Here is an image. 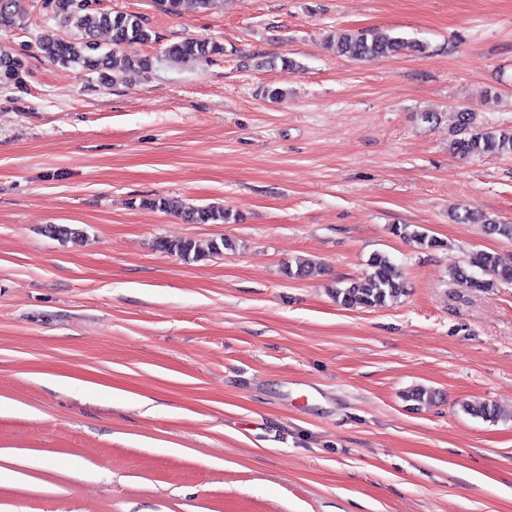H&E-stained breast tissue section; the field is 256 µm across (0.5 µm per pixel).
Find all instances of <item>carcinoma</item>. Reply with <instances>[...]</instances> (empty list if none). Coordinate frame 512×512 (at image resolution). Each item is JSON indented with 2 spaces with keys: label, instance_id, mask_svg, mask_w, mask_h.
Masks as SVG:
<instances>
[{
  "label": "carcinoma",
  "instance_id": "cac0c4a2",
  "mask_svg": "<svg viewBox=\"0 0 512 512\" xmlns=\"http://www.w3.org/2000/svg\"><path fill=\"white\" fill-rule=\"evenodd\" d=\"M53 15L65 27L74 30L69 38H64L52 30L45 31L39 40L44 55L61 66L79 64L83 68L99 73L104 82L110 81L109 71L118 68L114 51L104 50L97 41L98 32L105 30L111 34L112 46L120 47L132 43H146L151 40L149 29L140 16L120 11L102 12L84 0H48ZM20 15L19 0H0V28L10 29L17 24ZM424 45L391 36L373 29H354L337 36L338 52L354 59H368L379 56H395L405 51L420 52ZM223 47L206 39H186L170 44L165 49L169 60L208 58L219 54ZM25 62L22 57L10 53L0 54V83L18 85L22 82ZM455 149L466 157L470 155L498 154L504 151L512 154V132L488 128L480 120L477 112L469 107L456 111L453 127ZM141 204L162 212L177 213L192 224H225L230 215L216 205L193 206L174 198L157 197L141 200ZM463 222L481 224L501 237L512 240V224H500L484 213L464 210V214H453ZM44 233L61 241L76 240L82 236L78 228L63 224H47ZM394 233L410 235L428 249L441 246L435 238L423 231L409 230V226H396ZM232 243L220 239L210 241L201 247L191 239L156 241V248L176 255L186 262L198 261L206 257H219ZM370 271L347 286L335 291L336 304L346 309H375L394 303L405 293V284L396 280L393 264L384 253H374L368 260ZM453 281L475 291H487L500 284L512 283V257L499 253L477 251L470 255L467 266L452 269ZM407 401L422 406L433 400L434 392L423 387L412 388L403 394ZM463 410L485 422L498 420L497 408L487 402H471L463 405Z\"/></svg>",
  "mask_w": 512,
  "mask_h": 512
}]
</instances>
